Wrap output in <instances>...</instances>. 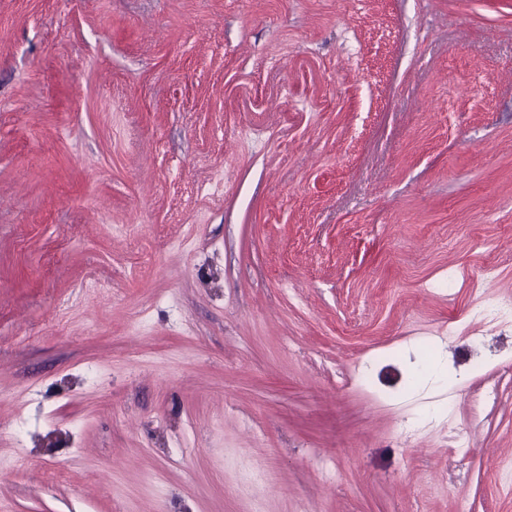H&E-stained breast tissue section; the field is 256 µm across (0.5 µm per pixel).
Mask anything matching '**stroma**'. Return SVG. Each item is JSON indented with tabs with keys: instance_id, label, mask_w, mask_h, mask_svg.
<instances>
[{
	"instance_id": "35a3bbf8",
	"label": "stroma",
	"mask_w": 512,
	"mask_h": 512,
	"mask_svg": "<svg viewBox=\"0 0 512 512\" xmlns=\"http://www.w3.org/2000/svg\"><path fill=\"white\" fill-rule=\"evenodd\" d=\"M491 299L512 0H0V512H512Z\"/></svg>"
}]
</instances>
